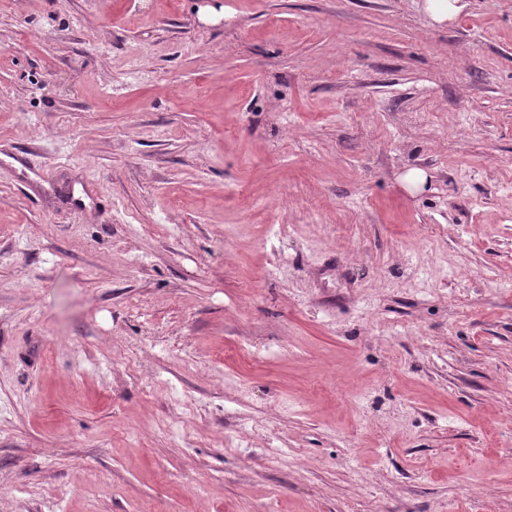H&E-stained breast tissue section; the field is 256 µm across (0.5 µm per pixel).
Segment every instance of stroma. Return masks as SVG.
<instances>
[{
  "mask_svg": "<svg viewBox=\"0 0 512 512\" xmlns=\"http://www.w3.org/2000/svg\"><path fill=\"white\" fill-rule=\"evenodd\" d=\"M458 5L0 0V512H512V0Z\"/></svg>",
  "mask_w": 512,
  "mask_h": 512,
  "instance_id": "1",
  "label": "stroma"
}]
</instances>
